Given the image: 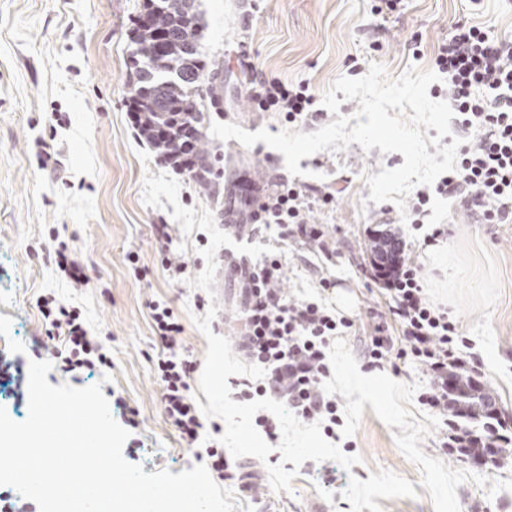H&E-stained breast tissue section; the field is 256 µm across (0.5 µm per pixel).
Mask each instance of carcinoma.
<instances>
[{"instance_id":"obj_1","label":"carcinoma","mask_w":512,"mask_h":512,"mask_svg":"<svg viewBox=\"0 0 512 512\" xmlns=\"http://www.w3.org/2000/svg\"><path fill=\"white\" fill-rule=\"evenodd\" d=\"M153 22L133 30V73L129 104L140 112L137 126L158 153L175 155L186 136L198 146L193 177L206 180L209 153L203 147L205 110L203 82L213 83L217 70L201 58V18L191 0H146Z\"/></svg>"}]
</instances>
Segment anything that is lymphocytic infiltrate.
I'll return each instance as SVG.
<instances>
[{
    "label": "lymphocytic infiltrate",
    "instance_id": "1",
    "mask_svg": "<svg viewBox=\"0 0 512 512\" xmlns=\"http://www.w3.org/2000/svg\"><path fill=\"white\" fill-rule=\"evenodd\" d=\"M434 70L440 89L455 113L458 137L457 169L442 174L434 185L416 190L408 209V222L421 225L435 195L458 197L474 211L478 223L512 222V41L488 36L479 27L457 22L455 33L438 45ZM248 96L260 112L282 113L288 122L314 116L317 98L309 84H287L269 79L247 67ZM267 224L280 225L282 237L295 238L329 252L330 244L319 225L309 221L305 194L297 184L280 178L256 189ZM375 238L393 240L386 257L375 258L369 278L385 290L392 323H375L364 339L363 357L368 366L383 367L392 358H411L424 367L431 388L422 401L444 415L451 453L480 459L500 441V423L477 434L462 427L453 415L459 410L460 387L476 388L480 380L463 351L465 340L446 308L431 303L423 285L420 264L399 232L378 230ZM245 303L240 315L237 346L249 363L265 369L258 380L238 384V395L258 394L285 403L296 417L320 423L328 437H335L337 403L323 389L330 375L327 350L336 337L352 328L325 304L288 294L281 283L283 264L270 255L258 265L242 270ZM49 323L48 337L65 341L55 350L65 371L94 370L109 365L101 343L87 330L79 308L55 295L40 300ZM151 319L166 351L156 363L161 379L164 413L187 447H195L203 424L190 395L194 363L185 353L183 326L167 304L152 302Z\"/></svg>",
    "mask_w": 512,
    "mask_h": 512
}]
</instances>
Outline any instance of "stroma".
<instances>
[{
	"label": "stroma",
	"mask_w": 512,
	"mask_h": 512,
	"mask_svg": "<svg viewBox=\"0 0 512 512\" xmlns=\"http://www.w3.org/2000/svg\"><path fill=\"white\" fill-rule=\"evenodd\" d=\"M143 0H0V406L16 422L28 415L30 361L48 359L56 343L48 339L38 301L53 293L80 307L88 330L98 336L110 359L80 377L53 365L52 385H101L116 421L129 410L138 425L123 448L124 458L145 472L179 473L219 437L222 419L204 421L197 448L186 447L163 413V384L156 371L161 347L149 305L167 301L184 327V344L203 365L207 342L194 323L218 302L214 334L232 336L225 326L242 304L233 273L217 272L216 293L208 295L177 281L155 252L153 227L170 225L177 250L191 275L205 267L200 256L207 233L184 235L168 210L143 203L146 174L164 170L156 152L134 128L128 110L131 35ZM203 21L201 49L215 60L219 78L212 93L224 109L213 121L233 122L247 131L288 129L283 114L254 111L242 83L235 51L246 44L252 63L286 83L309 82L316 96L348 75L352 61L362 67L384 64L399 76L407 66L433 67V53L458 20L512 37V0H405L401 12L376 16L374 0H197ZM52 140L63 163L50 173L40 145ZM213 173L201 184L177 174L179 200L221 216L237 181L252 174L257 183L287 176L284 157L259 142L206 136ZM399 153L363 150L351 144L341 152L320 151L301 159L299 186L311 197L310 220L321 225L331 246L322 253L299 241L281 245L278 225L240 235V242L279 246L283 286L298 298L335 306L339 292L352 294L343 317L356 334L337 337L329 348L331 375L326 388L338 405L337 443L362 462L344 471L332 461H305L301 468L281 463L274 451L267 461L237 458L248 482L224 479L241 505L254 512H351L341 496L349 476L368 479L384 468L410 480L416 498L380 499L383 512H512V447L502 449L496 468L449 454L441 416L422 402L428 379L418 363L401 359L383 369L368 368L357 337L371 313L387 314L380 288L367 287L363 272L373 257L368 233L378 224L401 220L391 202H369L365 174L402 165ZM335 191L334 204L319 196ZM448 227L441 251L444 266L430 259L426 234ZM415 244L430 300L445 306L468 341L483 390L494 398L499 416L512 422V224H478L453 198H435L427 225L406 228ZM67 246L84 261L88 284L69 287L64 273L44 263V247ZM137 251L146 269L136 277L126 259ZM335 281L321 290L320 278ZM111 382H104L105 374ZM297 470L290 492L272 491L267 467Z\"/></svg>",
	"instance_id": "stroma-1"
}]
</instances>
